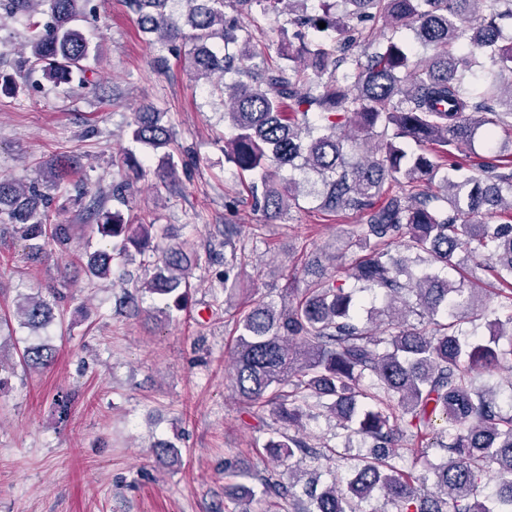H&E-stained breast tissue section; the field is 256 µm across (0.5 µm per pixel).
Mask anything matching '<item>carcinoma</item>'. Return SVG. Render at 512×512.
<instances>
[{
  "instance_id": "obj_1",
  "label": "carcinoma",
  "mask_w": 512,
  "mask_h": 512,
  "mask_svg": "<svg viewBox=\"0 0 512 512\" xmlns=\"http://www.w3.org/2000/svg\"><path fill=\"white\" fill-rule=\"evenodd\" d=\"M9 9L33 14L47 6L49 21L26 44L25 61L59 81L80 74L79 85L95 89L84 62L99 56L75 26L86 0H8ZM173 0H126L150 41L184 54L193 78L204 79L225 98L230 138L225 156L240 173L256 175L247 185L255 205L272 217L298 205L302 182L289 176L272 182L274 170L289 167L317 175L320 208L361 215L358 238L367 256L345 270L346 288L333 277L294 302L259 301L238 321L232 358L236 394L277 421L303 427L307 410H324L354 434L373 441L345 485L305 483L306 512H361L375 495L395 512H512V414L495 395L475 386V374L496 369L503 358L499 336L512 332V153L468 156L478 130L512 134V0H182L179 17L167 10ZM288 13L274 52L256 44L243 19L253 9ZM232 9V14L224 8ZM326 27H319V23ZM392 31L385 36L376 24ZM413 33L414 43L395 40ZM429 55L417 57L418 48ZM487 70L472 86L478 60ZM161 113L148 107L127 131L153 151L170 145ZM74 168L50 169L29 184L0 178V221L11 225L37 258L51 245L70 250L73 227L45 220L53 197L48 190L69 184ZM177 162L166 152L154 171L175 176ZM439 182L444 193L430 190ZM90 228L112 239L113 252L88 256L91 279H112V261L129 263L151 252L152 232L166 228L150 221L133 233L120 211L102 212ZM405 241L408 250L434 263L454 265L457 252L488 262L499 281V309L484 306L483 289L438 273L410 270L411 260L391 254ZM201 258L181 241L162 252L142 290L166 306L184 307L190 275ZM237 255L224 259V297L239 291ZM383 296L375 312L379 333L359 323L354 289ZM416 294L420 314L432 329L403 318L407 296ZM60 295L26 296L18 305L21 325L33 332L54 318ZM489 313L486 342L461 337L458 321ZM54 349L32 344L23 350L34 369L54 360ZM443 421L440 429L435 422ZM433 433L426 448H405L409 438ZM270 462L282 465L301 453L321 455L308 441L280 433L264 445ZM432 475L434 492L423 497L417 478L400 464L404 453ZM497 478L491 495H481L488 474ZM305 472L289 469L288 481L263 479V494L295 496Z\"/></svg>"
}]
</instances>
